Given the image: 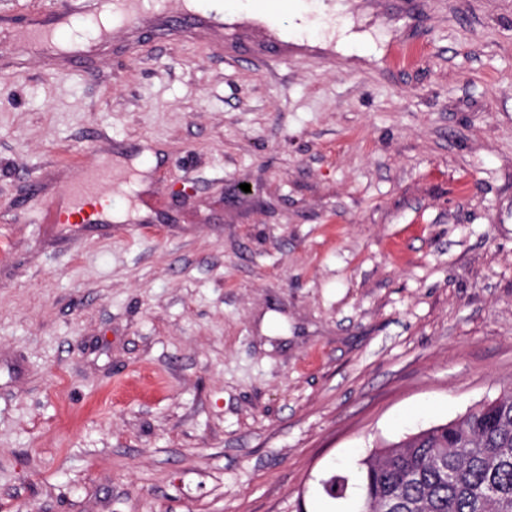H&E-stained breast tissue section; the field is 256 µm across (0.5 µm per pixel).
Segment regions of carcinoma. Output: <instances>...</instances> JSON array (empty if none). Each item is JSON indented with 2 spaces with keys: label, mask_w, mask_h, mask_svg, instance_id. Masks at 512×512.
<instances>
[{
  "label": "carcinoma",
  "mask_w": 512,
  "mask_h": 512,
  "mask_svg": "<svg viewBox=\"0 0 512 512\" xmlns=\"http://www.w3.org/2000/svg\"><path fill=\"white\" fill-rule=\"evenodd\" d=\"M358 512H512V389L357 462Z\"/></svg>",
  "instance_id": "cac0c4a2"
}]
</instances>
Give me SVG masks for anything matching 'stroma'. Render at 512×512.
<instances>
[{"instance_id":"obj_1","label":"stroma","mask_w":512,"mask_h":512,"mask_svg":"<svg viewBox=\"0 0 512 512\" xmlns=\"http://www.w3.org/2000/svg\"><path fill=\"white\" fill-rule=\"evenodd\" d=\"M347 2L367 51L0 45V512H357L512 388V0ZM90 162L112 220L42 224Z\"/></svg>"}]
</instances>
